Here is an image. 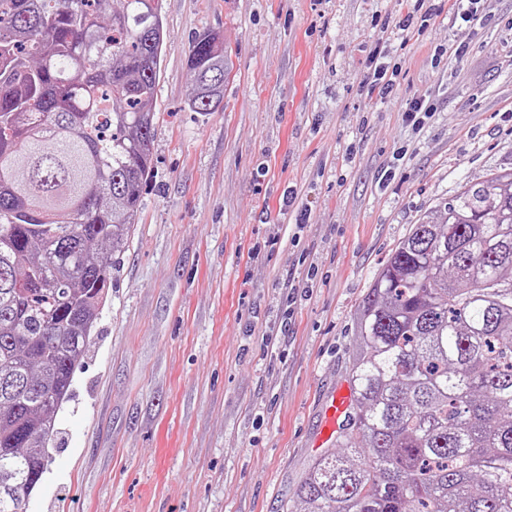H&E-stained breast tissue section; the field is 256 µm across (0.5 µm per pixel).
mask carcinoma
Here are the masks:
<instances>
[{
    "label": "carcinoma",
    "instance_id": "cac0c4a2",
    "mask_svg": "<svg viewBox=\"0 0 512 512\" xmlns=\"http://www.w3.org/2000/svg\"><path fill=\"white\" fill-rule=\"evenodd\" d=\"M161 0H0V512L48 471L75 369L138 219ZM188 107L224 95L196 37ZM354 403L286 512H512V172L424 212L356 313Z\"/></svg>",
    "mask_w": 512,
    "mask_h": 512
}]
</instances>
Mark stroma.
<instances>
[{
    "label": "stroma",
    "mask_w": 512,
    "mask_h": 512,
    "mask_svg": "<svg viewBox=\"0 0 512 512\" xmlns=\"http://www.w3.org/2000/svg\"><path fill=\"white\" fill-rule=\"evenodd\" d=\"M406 0H163L139 220L74 373L30 512H282L335 440L358 305L421 215L512 169V0L483 20ZM219 34L217 111H190L192 37ZM465 44L463 55L436 48ZM397 67L420 126L360 90ZM351 394L348 389L335 393L326 406L329 438L336 433V428L344 422L350 408Z\"/></svg>",
    "instance_id": "35a3bbf8"
}]
</instances>
